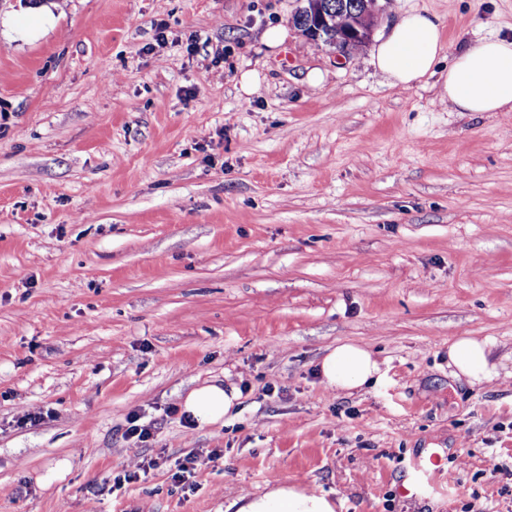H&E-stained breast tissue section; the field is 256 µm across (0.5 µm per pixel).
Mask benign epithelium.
Masks as SVG:
<instances>
[{"mask_svg": "<svg viewBox=\"0 0 512 512\" xmlns=\"http://www.w3.org/2000/svg\"><path fill=\"white\" fill-rule=\"evenodd\" d=\"M301 34L343 56L371 40L381 13L378 0H302Z\"/></svg>", "mask_w": 512, "mask_h": 512, "instance_id": "obj_1", "label": "benign epithelium"}]
</instances>
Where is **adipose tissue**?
<instances>
[{"instance_id": "ef3b65f1", "label": "adipose tissue", "mask_w": 512, "mask_h": 512, "mask_svg": "<svg viewBox=\"0 0 512 512\" xmlns=\"http://www.w3.org/2000/svg\"><path fill=\"white\" fill-rule=\"evenodd\" d=\"M442 52V28L437 17L417 10L402 13L377 41L373 63L390 86L407 90L433 76ZM444 90L460 112H512V35L493 36L459 51L448 65ZM489 339L462 336L448 345L449 375L476 386L497 379ZM325 387L349 393L379 382L381 364L367 348L343 343L320 361ZM240 392L212 381L189 391L180 407L198 425L224 419L237 405ZM224 512H336L327 495L269 482L264 492L226 499Z\"/></svg>"}]
</instances>
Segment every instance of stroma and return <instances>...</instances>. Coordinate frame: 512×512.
<instances>
[{"instance_id":"stroma-1","label":"stroma","mask_w":512,"mask_h":512,"mask_svg":"<svg viewBox=\"0 0 512 512\" xmlns=\"http://www.w3.org/2000/svg\"><path fill=\"white\" fill-rule=\"evenodd\" d=\"M301 5L0 0V512H223L272 471L337 512H512V112L441 79L512 0H386L378 32L442 25L408 90L303 37ZM459 336L497 380L451 382ZM345 342L379 384H322ZM215 380L239 406L185 426Z\"/></svg>"}]
</instances>
